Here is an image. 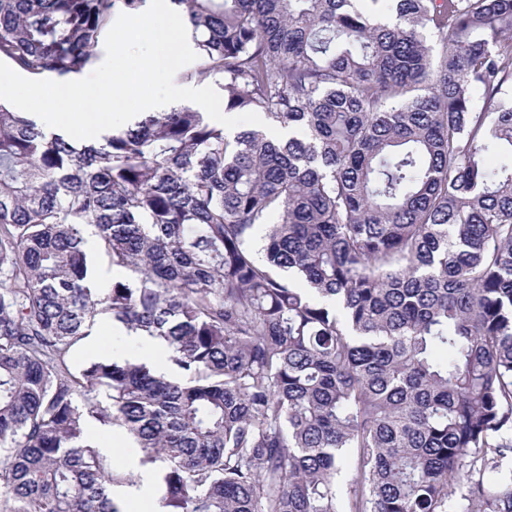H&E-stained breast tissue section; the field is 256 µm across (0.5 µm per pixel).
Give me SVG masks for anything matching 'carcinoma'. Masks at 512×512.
<instances>
[{"label": "carcinoma", "mask_w": 512, "mask_h": 512, "mask_svg": "<svg viewBox=\"0 0 512 512\" xmlns=\"http://www.w3.org/2000/svg\"><path fill=\"white\" fill-rule=\"evenodd\" d=\"M142 2L0 0V59L76 74ZM171 3L187 78L288 138L0 105V512H120L90 419L164 512H512V0ZM105 313L182 378L74 364ZM91 436L98 449L107 443L118 442L119 446L129 448V455L125 458L120 454H107L111 459L112 467L120 472H132L135 475L134 485H125L114 489V498L117 500L122 512H126V505L136 498V506L129 512H162L160 506V475L153 465H142L140 459L142 452L136 447L133 439L119 426L101 429L97 425L91 427ZM149 481L145 484V481ZM160 510V511H157Z\"/></svg>", "instance_id": "1"}]
</instances>
